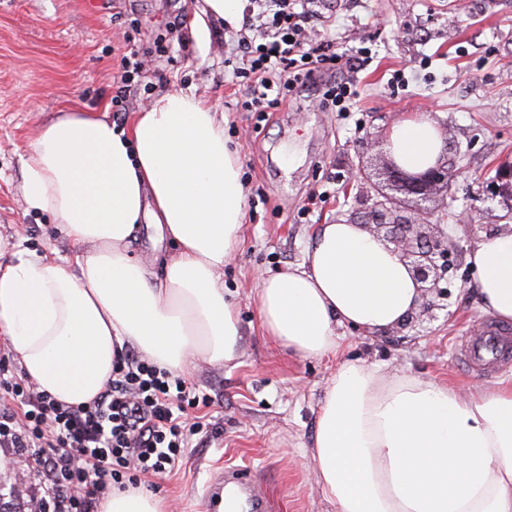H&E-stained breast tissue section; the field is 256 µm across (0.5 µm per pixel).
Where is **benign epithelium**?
<instances>
[{"instance_id": "1", "label": "benign epithelium", "mask_w": 512, "mask_h": 512, "mask_svg": "<svg viewBox=\"0 0 512 512\" xmlns=\"http://www.w3.org/2000/svg\"><path fill=\"white\" fill-rule=\"evenodd\" d=\"M384 174L391 186L412 197L416 206L408 215L400 214L392 198L375 201L360 224L373 236L393 246L420 284L421 302L397 325L400 330L415 328L434 311L446 307L454 264L448 243V225L426 206L435 195L448 191L454 169L448 160V140H443L435 161L425 167L408 168L390 152L386 153ZM487 198H499L512 209V163L498 169L497 177L486 185Z\"/></svg>"}]
</instances>
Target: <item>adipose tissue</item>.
<instances>
[{
    "label": "adipose tissue",
    "instance_id": "obj_1",
    "mask_svg": "<svg viewBox=\"0 0 512 512\" xmlns=\"http://www.w3.org/2000/svg\"><path fill=\"white\" fill-rule=\"evenodd\" d=\"M389 141L414 167L442 146L426 115L394 126ZM21 191L26 210L52 215L78 246L66 261L20 250L0 265V336L39 390L92 402L126 344L178 376L202 359L237 360L224 265L241 243L245 188L224 118L200 98L161 93L122 128L94 112L61 113L30 142ZM145 218L175 245L159 275L129 254ZM469 263L482 310L512 321V228L482 235ZM418 301L392 247L348 222L321 225L304 263L262 277L257 292L266 336L301 358L336 353L343 325L386 330ZM310 460L335 512H512V382L464 396L343 361L319 405ZM166 508L132 487L98 503V512Z\"/></svg>",
    "mask_w": 512,
    "mask_h": 512
}]
</instances>
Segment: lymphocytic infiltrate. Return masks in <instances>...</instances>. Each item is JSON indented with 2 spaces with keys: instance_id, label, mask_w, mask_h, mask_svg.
<instances>
[{
  "instance_id": "obj_1",
  "label": "lymphocytic infiltrate",
  "mask_w": 512,
  "mask_h": 512,
  "mask_svg": "<svg viewBox=\"0 0 512 512\" xmlns=\"http://www.w3.org/2000/svg\"><path fill=\"white\" fill-rule=\"evenodd\" d=\"M335 14L321 0H249L231 41L224 78L247 88L244 112H277L306 91L349 111L366 47L339 51L325 29ZM0 447L33 462L40 512H96L102 496L171 470L202 428L201 397L149 359L121 352L112 378L91 403L65 405L18 374L0 356Z\"/></svg>"
}]
</instances>
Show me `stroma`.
I'll list each match as a JSON object with an SVG mask.
<instances>
[{"label": "stroma", "mask_w": 512, "mask_h": 512, "mask_svg": "<svg viewBox=\"0 0 512 512\" xmlns=\"http://www.w3.org/2000/svg\"><path fill=\"white\" fill-rule=\"evenodd\" d=\"M335 11L339 47L355 46L363 23L376 20L372 60L359 74L348 115L306 97L288 100L276 118L238 112L242 86L224 79L230 31L202 12V0H0V258L14 245L38 255L71 254L50 216L26 211L21 180L30 140L65 108L106 112L128 123L160 92L178 90L223 113L224 135L237 148L247 190L242 243L224 267V286L239 308L240 353L233 363L201 366L188 384L209 399L203 430L151 491L172 512H208L206 495L229 468L251 473L280 512H332L309 467L316 414L340 361L365 359L385 372L405 371L467 389L498 376L466 371L464 337L485 319L467 262L487 226L512 224V211L484 202L497 166L512 161V0H324ZM184 21L182 36L164 23ZM138 49L146 78L126 91L114 80L124 48ZM404 82H397L396 72ZM123 95L122 111L112 99ZM446 133L457 175L432 208L447 216L457 277L448 307L414 333L339 328L337 356L302 359L274 352L261 326L259 278L303 263L320 225L352 221L378 198L384 143L413 113ZM366 178L349 180L352 165ZM0 470V512H26L38 494L14 449Z\"/></svg>", "instance_id": "35a3bbf8"}]
</instances>
